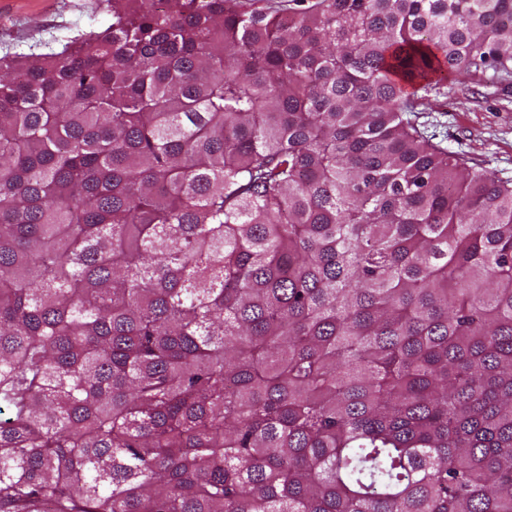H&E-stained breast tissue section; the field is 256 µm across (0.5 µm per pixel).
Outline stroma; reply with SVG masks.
<instances>
[{
    "label": "stroma",
    "instance_id": "stroma-1",
    "mask_svg": "<svg viewBox=\"0 0 512 512\" xmlns=\"http://www.w3.org/2000/svg\"><path fill=\"white\" fill-rule=\"evenodd\" d=\"M101 0H9L0 9V58L58 47L90 27ZM410 123L438 147L512 182V74L473 72L418 89Z\"/></svg>",
    "mask_w": 512,
    "mask_h": 512
}]
</instances>
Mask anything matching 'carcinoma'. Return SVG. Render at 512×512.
<instances>
[{
    "instance_id": "cac0c4a2",
    "label": "carcinoma",
    "mask_w": 512,
    "mask_h": 512,
    "mask_svg": "<svg viewBox=\"0 0 512 512\" xmlns=\"http://www.w3.org/2000/svg\"><path fill=\"white\" fill-rule=\"evenodd\" d=\"M296 2L0 58V512H512V183L403 118L512 0Z\"/></svg>"
}]
</instances>
